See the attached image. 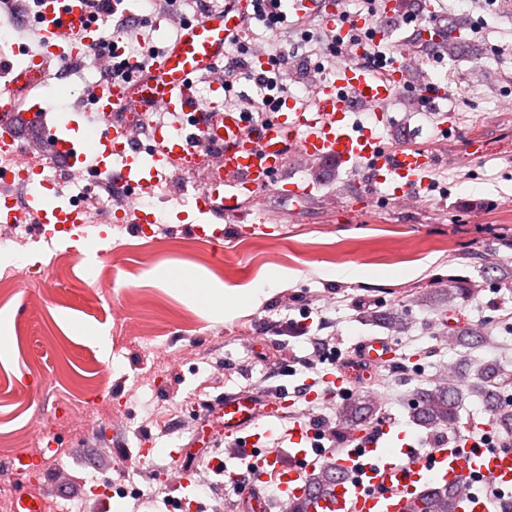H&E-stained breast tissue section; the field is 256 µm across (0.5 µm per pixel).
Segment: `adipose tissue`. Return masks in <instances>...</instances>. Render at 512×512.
<instances>
[{"label": "adipose tissue", "instance_id": "ef3b65f1", "mask_svg": "<svg viewBox=\"0 0 512 512\" xmlns=\"http://www.w3.org/2000/svg\"><path fill=\"white\" fill-rule=\"evenodd\" d=\"M158 277L169 282L175 291L199 306L208 317L216 321L223 320L225 313L238 310L247 303L259 301L261 297L267 296L269 288L276 285L275 279L271 278L266 280L264 285L244 293L236 289L214 287L186 272L166 270L159 272Z\"/></svg>", "mask_w": 512, "mask_h": 512}]
</instances>
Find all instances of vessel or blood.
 <instances>
[{
  "label": "vessel or blood",
  "instance_id": "1",
  "mask_svg": "<svg viewBox=\"0 0 512 512\" xmlns=\"http://www.w3.org/2000/svg\"><path fill=\"white\" fill-rule=\"evenodd\" d=\"M297 17L316 13L334 29L336 43L346 58L334 78L311 87L310 105L284 99L275 114L262 122L243 112L228 111L218 100L224 86L213 77L233 41L242 36L252 13V0H224L220 11L182 24L166 53L146 61L133 81L101 79L92 96L99 123L90 153L77 151L71 137L78 129L80 112L63 119L52 107L39 102L20 111V94L42 84L58 63H79L104 37V28L92 20L87 0H40L37 11L39 48L25 65L0 58V150L19 145V120L27 115L36 129L52 128L54 156L64 167L90 163L108 174L111 182L148 194L161 182L196 167L202 157L216 154L224 160V175L197 188L200 212L215 204L233 210L241 195L276 186V176L289 152L340 165L365 161L373 180L383 185L400 204L415 202L426 186L436 160L421 149H391L357 116L371 112L383 122L388 103L405 87L414 69L412 48L401 49L389 62L368 63L365 45L352 44L341 27L338 6L329 0H292ZM395 0H382L377 19L353 16L355 27L371 32L375 40L388 36L387 22L396 16ZM208 76L211 99L200 101L194 92L196 78ZM163 109L186 118L179 135L154 127L148 152H141L129 134L131 122L145 121L148 112ZM40 224L79 238L88 226L86 209L63 205L42 197L36 202ZM391 343L383 338L365 342L354 365L340 361L333 380L337 395L346 386L367 379L374 366L388 362ZM282 397L224 396V412L213 423L215 432L235 434L248 459L254 479H275L282 502L302 505L305 512H411L421 495L439 485L458 488L457 512H488L478 486H496L502 504L512 503V449L492 439L474 444L455 441L425 450L404 433L384 425L372 433L352 437L336 457V481L326 493L311 488L307 479L321 453L319 433L309 422L290 431L293 448L289 459L267 442L278 427Z\"/></svg>",
  "mask_w": 512,
  "mask_h": 512
}]
</instances>
